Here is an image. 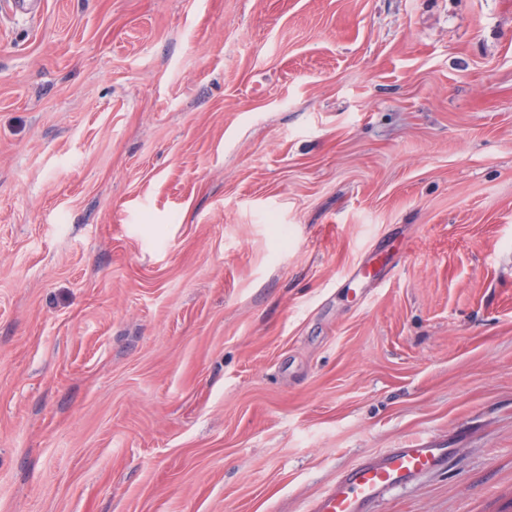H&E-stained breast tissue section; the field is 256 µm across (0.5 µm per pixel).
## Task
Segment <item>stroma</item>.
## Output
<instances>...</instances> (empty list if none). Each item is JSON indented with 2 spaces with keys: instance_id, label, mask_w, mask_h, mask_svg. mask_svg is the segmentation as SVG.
I'll list each match as a JSON object with an SVG mask.
<instances>
[{
  "instance_id": "1",
  "label": "stroma",
  "mask_w": 512,
  "mask_h": 512,
  "mask_svg": "<svg viewBox=\"0 0 512 512\" xmlns=\"http://www.w3.org/2000/svg\"><path fill=\"white\" fill-rule=\"evenodd\" d=\"M421 437L371 512H512V0L0 16V512H304ZM453 454L448 440L429 437L414 447L387 448L342 471L311 500L308 512H369L389 490L445 467Z\"/></svg>"
}]
</instances>
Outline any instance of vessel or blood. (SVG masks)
I'll return each mask as SVG.
<instances>
[{
  "mask_svg": "<svg viewBox=\"0 0 512 512\" xmlns=\"http://www.w3.org/2000/svg\"><path fill=\"white\" fill-rule=\"evenodd\" d=\"M452 455L447 440L429 437L412 447L386 449L342 471L311 500L308 512H369L389 490L445 467Z\"/></svg>",
  "mask_w": 512,
  "mask_h": 512,
  "instance_id": "vessel-or-blood-1",
  "label": "vessel or blood"
}]
</instances>
